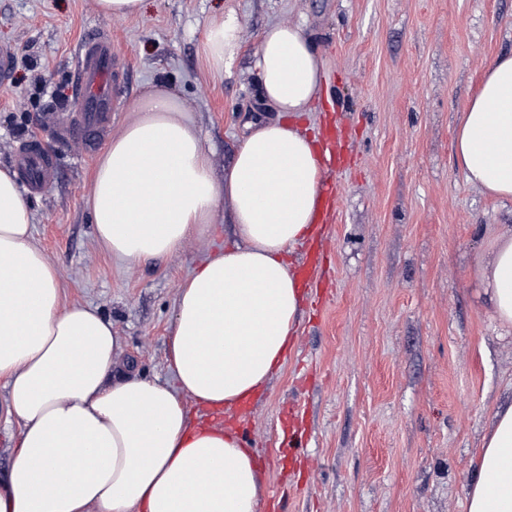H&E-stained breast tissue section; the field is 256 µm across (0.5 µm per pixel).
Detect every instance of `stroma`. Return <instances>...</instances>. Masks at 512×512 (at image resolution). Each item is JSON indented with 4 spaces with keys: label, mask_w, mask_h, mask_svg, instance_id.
Listing matches in <instances>:
<instances>
[{
    "label": "stroma",
    "mask_w": 512,
    "mask_h": 512,
    "mask_svg": "<svg viewBox=\"0 0 512 512\" xmlns=\"http://www.w3.org/2000/svg\"><path fill=\"white\" fill-rule=\"evenodd\" d=\"M229 11L241 50L216 74L201 40ZM274 23L301 26L324 61L331 98L299 127L341 130L349 154L323 172L337 214L322 219L294 345L239 432L261 471L259 512H465L493 411L512 400V331L475 275L512 213L466 182L453 135L485 66L512 51V0H148L131 17L103 15L96 0H0V46L15 58L0 84V167L30 139L52 156V186L29 197L32 242L57 267L64 303L111 318L121 359L174 384L178 290L236 243L232 205L164 260L105 252L88 207L99 155L58 133L78 111L75 56L85 34H109L123 76L105 139L148 88H167L220 180L243 118L263 109L255 52ZM292 430L306 443L294 467L282 457Z\"/></svg>",
    "instance_id": "35a3bbf8"
}]
</instances>
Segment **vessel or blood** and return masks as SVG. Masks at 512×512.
Returning <instances> with one entry per match:
<instances>
[{
  "label": "vessel or blood",
  "mask_w": 512,
  "mask_h": 512,
  "mask_svg": "<svg viewBox=\"0 0 512 512\" xmlns=\"http://www.w3.org/2000/svg\"><path fill=\"white\" fill-rule=\"evenodd\" d=\"M116 77L110 40L100 33L86 35L79 46L73 69L79 101L75 124L79 131L100 135L111 124L115 107L112 85ZM14 162L32 193H43L54 180L52 159L38 140L31 139L21 144Z\"/></svg>",
  "instance_id": "b4317fda"
}]
</instances>
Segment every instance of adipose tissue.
Masks as SVG:
<instances>
[{"mask_svg":"<svg viewBox=\"0 0 512 512\" xmlns=\"http://www.w3.org/2000/svg\"><path fill=\"white\" fill-rule=\"evenodd\" d=\"M235 13L210 24L212 70L239 55ZM255 67L273 116L245 125L216 180L197 130L167 91L151 89L94 172L93 233L112 255L159 261L232 203L240 239L181 286L167 344L174 385L119 362L121 338L97 309L64 305L58 270L32 242L31 204L0 168V379L21 433L0 477V512H258L260 471L227 431L192 425L185 399L232 408L286 360L306 298L287 254L310 238L323 156L288 123L320 95L323 59L304 30L267 26ZM468 184L512 202V52L489 62L454 132ZM476 274L501 326L512 328V231ZM466 512H512V404L498 407Z\"/></svg>","mask_w":512,"mask_h":512,"instance_id":"adipose-tissue-1","label":"adipose tissue"}]
</instances>
